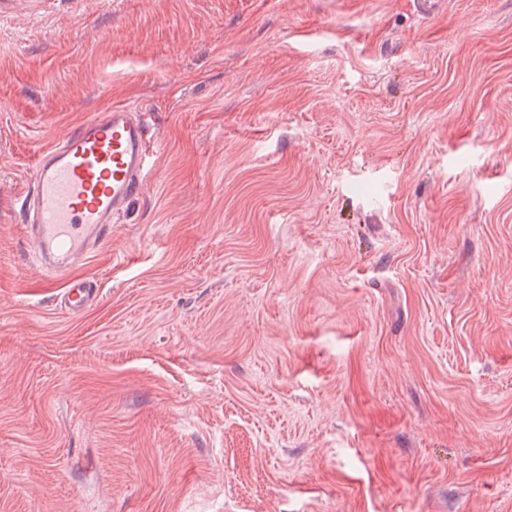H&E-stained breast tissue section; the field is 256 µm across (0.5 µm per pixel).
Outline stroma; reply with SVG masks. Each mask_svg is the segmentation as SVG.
<instances>
[{
    "instance_id": "35a3bbf8",
    "label": "stroma",
    "mask_w": 512,
    "mask_h": 512,
    "mask_svg": "<svg viewBox=\"0 0 512 512\" xmlns=\"http://www.w3.org/2000/svg\"><path fill=\"white\" fill-rule=\"evenodd\" d=\"M115 105L71 316L18 200ZM0 512H512V0L0 8ZM60 293L67 311L74 316L83 314L100 297V288L94 278L67 276Z\"/></svg>"
}]
</instances>
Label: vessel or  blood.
I'll use <instances>...</instances> for the list:
<instances>
[{
  "mask_svg": "<svg viewBox=\"0 0 512 512\" xmlns=\"http://www.w3.org/2000/svg\"><path fill=\"white\" fill-rule=\"evenodd\" d=\"M154 144L149 112L115 106L36 157L23 195L25 240L49 283H61L71 315L83 314L100 296L97 281L74 270L111 238L113 223L139 195Z\"/></svg>",
  "mask_w": 512,
  "mask_h": 512,
  "instance_id": "1",
  "label": "vessel or blood"
}]
</instances>
